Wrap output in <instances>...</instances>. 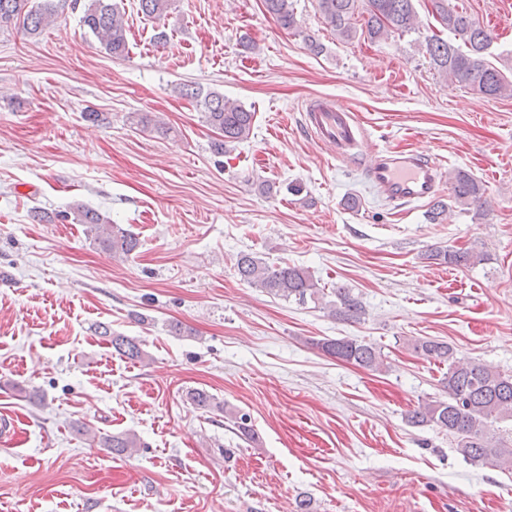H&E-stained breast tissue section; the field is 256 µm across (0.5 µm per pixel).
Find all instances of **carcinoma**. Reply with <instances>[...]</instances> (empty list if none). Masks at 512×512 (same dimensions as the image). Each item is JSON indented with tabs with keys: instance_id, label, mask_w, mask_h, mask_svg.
Returning <instances> with one entry per match:
<instances>
[{
	"instance_id": "carcinoma-1",
	"label": "carcinoma",
	"mask_w": 512,
	"mask_h": 512,
	"mask_svg": "<svg viewBox=\"0 0 512 512\" xmlns=\"http://www.w3.org/2000/svg\"><path fill=\"white\" fill-rule=\"evenodd\" d=\"M432 12L448 30V38L436 34L425 38L426 54L438 74L463 87L487 96H497L507 90L503 73L486 60L491 48V34L467 12L456 8L449 0H430ZM319 13L336 38L349 41L361 35L371 42L388 40L417 30L414 0H316ZM263 6L287 31H295L299 21L293 0H263ZM141 12L152 19L166 16L171 0H139ZM55 0H0V29L15 26L28 35L40 34L56 14ZM82 23L98 39L105 51L114 58L127 55L124 14L114 0H87ZM177 91L196 101L205 123L221 133L222 139L212 143L213 151L224 154L227 145L249 138L254 125V113L237 101L217 92L200 88L177 87ZM452 198L464 211L475 210L482 215L485 188L467 170L456 168L449 173ZM64 219L85 225L88 237L101 249L115 255L128 256L139 245V239L120 224L103 222L96 211L78 205ZM427 259L450 267H470L486 260V254L451 246L437 247ZM237 274L249 286L284 300L294 299L323 305L330 316L348 322L365 315L362 300L350 289L336 287L325 291L318 280L302 267L270 265L252 254H241L236 263ZM107 338L112 349L132 362H142L147 353L134 337L112 332L105 324L96 327ZM316 346L327 355L370 370L384 366L381 352L371 345L350 338H324ZM413 349L429 360L448 366L441 379L448 399L431 401L409 416L414 425H434L457 439L456 449L463 459L473 464L512 469V448L496 436L494 425L512 421V375L492 371L476 360L455 357L447 342L428 337L411 340ZM187 400L196 409L224 410L213 395L203 389H192ZM91 442L117 456L130 455L141 446L133 433L95 434Z\"/></svg>"
}]
</instances>
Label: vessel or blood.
Masks as SVG:
<instances>
[{
    "label": "vessel or blood",
    "mask_w": 512,
    "mask_h": 512,
    "mask_svg": "<svg viewBox=\"0 0 512 512\" xmlns=\"http://www.w3.org/2000/svg\"><path fill=\"white\" fill-rule=\"evenodd\" d=\"M308 125L314 136L330 144L337 158H347L364 135L355 113L342 108L329 96L310 100L306 105ZM371 185L392 203H428L440 190L442 167L416 149H379L365 164Z\"/></svg>",
    "instance_id": "b4317fda"
}]
</instances>
